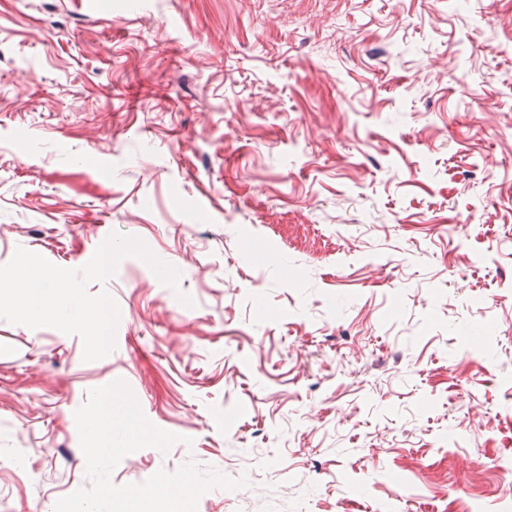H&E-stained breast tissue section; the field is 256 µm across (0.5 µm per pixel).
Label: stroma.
Listing matches in <instances>:
<instances>
[{
  "mask_svg": "<svg viewBox=\"0 0 512 512\" xmlns=\"http://www.w3.org/2000/svg\"><path fill=\"white\" fill-rule=\"evenodd\" d=\"M141 260L116 347L0 320V512L86 482L124 380L198 512H512V0H0V265Z\"/></svg>",
  "mask_w": 512,
  "mask_h": 512,
  "instance_id": "stroma-1",
  "label": "stroma"
}]
</instances>
